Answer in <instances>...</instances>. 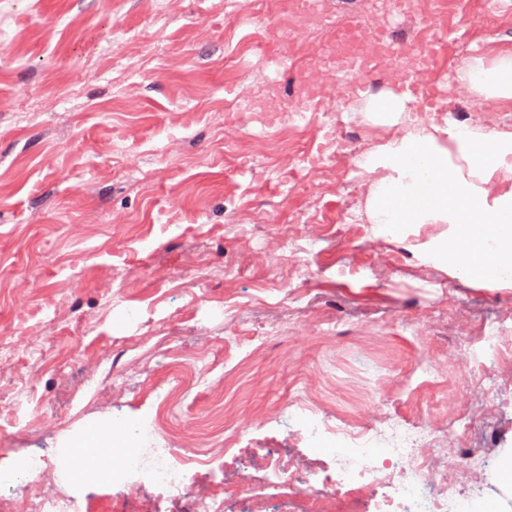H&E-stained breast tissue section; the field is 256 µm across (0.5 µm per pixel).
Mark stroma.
<instances>
[{"instance_id": "stroma-1", "label": "stroma", "mask_w": 512, "mask_h": 512, "mask_svg": "<svg viewBox=\"0 0 512 512\" xmlns=\"http://www.w3.org/2000/svg\"><path fill=\"white\" fill-rule=\"evenodd\" d=\"M394 42L435 49L444 117L512 130V107L477 105L454 80L472 48L512 47V0L472 27L468 0L391 14L365 0H323ZM285 0L236 20L227 0H14L0 46V459L48 461L39 490L80 512H187L217 496L250 512L265 453L296 477L315 455L297 405L372 432L389 423L439 432L437 477L482 484L512 452V284H482L421 257L439 224L407 240L373 235L356 164L390 129L346 90L325 136L335 73H307L303 36L269 37ZM288 54L321 103L300 126L258 136L231 111L252 63ZM494 384L496 399L483 388ZM33 386L26 409L11 393ZM465 415L457 434L448 423ZM154 418L174 448L200 454L188 497L146 480L64 481L74 440Z\"/></svg>"}]
</instances>
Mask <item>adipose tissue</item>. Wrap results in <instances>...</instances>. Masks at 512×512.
Instances as JSON below:
<instances>
[{"instance_id": "obj_1", "label": "adipose tissue", "mask_w": 512, "mask_h": 512, "mask_svg": "<svg viewBox=\"0 0 512 512\" xmlns=\"http://www.w3.org/2000/svg\"><path fill=\"white\" fill-rule=\"evenodd\" d=\"M456 77L477 102L512 106V49L479 50ZM365 119L401 132L368 150L358 165L370 179L366 210L377 235L412 224L445 230L430 260L484 283L512 280V131L412 117L407 94L390 89L362 98Z\"/></svg>"}]
</instances>
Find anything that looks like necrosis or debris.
<instances>
[{
    "instance_id": "necrosis-or-debris-1",
    "label": "necrosis or debris",
    "mask_w": 512,
    "mask_h": 512,
    "mask_svg": "<svg viewBox=\"0 0 512 512\" xmlns=\"http://www.w3.org/2000/svg\"><path fill=\"white\" fill-rule=\"evenodd\" d=\"M288 14L295 29L320 46L324 60L331 64L337 85H363L387 67L414 62L417 70H427L431 54L403 48L394 51L384 37H377L376 52H368L359 37L358 28L349 26L331 31L328 18L322 17L318 0H288ZM236 112H273L281 121L300 125L307 114L315 110L318 99L306 85L283 92L274 78H267L247 94H230ZM316 440V452L336 461L339 483L362 486L373 482L393 481L394 512H486L484 488L463 491L459 481L446 486L435 485V473L424 447L433 445L437 436L429 430L413 433L392 424L372 433L364 432L345 422L321 420L309 408H301ZM150 443L149 452H142L143 443ZM112 460L97 469H78V481L96 479L106 483L127 474L141 475L165 487L173 496H185L196 459L171 448L154 422L142 423L124 432H113ZM264 488L269 496L301 499L322 503L333 500L334 489L328 487L319 474H311L304 482H294L282 457H271Z\"/></svg>"
}]
</instances>
